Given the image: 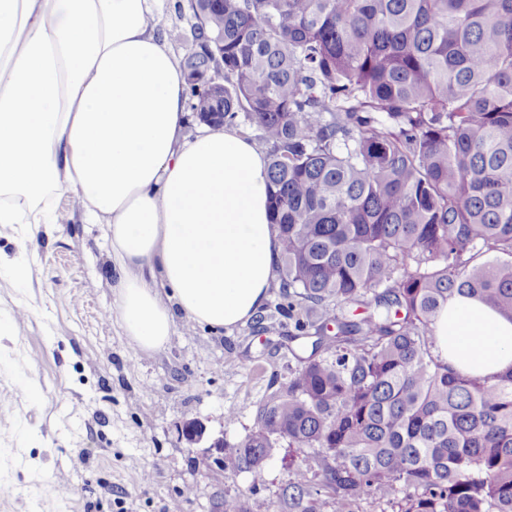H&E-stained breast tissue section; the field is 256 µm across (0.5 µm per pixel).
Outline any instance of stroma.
Returning a JSON list of instances; mask_svg holds the SVG:
<instances>
[{
	"label": "stroma",
	"mask_w": 512,
	"mask_h": 512,
	"mask_svg": "<svg viewBox=\"0 0 512 512\" xmlns=\"http://www.w3.org/2000/svg\"><path fill=\"white\" fill-rule=\"evenodd\" d=\"M175 2L164 0L161 26L181 62L193 18ZM53 202L70 222L0 224V512H222L252 477L212 441L251 431L297 364L293 323L274 309L280 286L233 331L180 322L143 351L117 311L107 225L84 223L74 192ZM189 419L206 428L193 445L180 435Z\"/></svg>",
	"instance_id": "1"
}]
</instances>
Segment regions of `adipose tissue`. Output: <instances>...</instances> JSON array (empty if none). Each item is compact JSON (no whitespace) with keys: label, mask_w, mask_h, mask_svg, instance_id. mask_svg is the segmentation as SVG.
<instances>
[{"label":"adipose tissue","mask_w":512,"mask_h":512,"mask_svg":"<svg viewBox=\"0 0 512 512\" xmlns=\"http://www.w3.org/2000/svg\"><path fill=\"white\" fill-rule=\"evenodd\" d=\"M161 0H0V224H61L69 190L108 225L118 310L145 351L175 313L232 330L275 277L268 158L239 128L184 134L186 80ZM436 351L464 375L512 371V318L453 296Z\"/></svg>","instance_id":"1"}]
</instances>
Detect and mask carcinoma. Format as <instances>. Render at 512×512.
Wrapping results in <instances>:
<instances>
[{
	"label": "carcinoma",
	"mask_w": 512,
	"mask_h": 512,
	"mask_svg": "<svg viewBox=\"0 0 512 512\" xmlns=\"http://www.w3.org/2000/svg\"><path fill=\"white\" fill-rule=\"evenodd\" d=\"M191 8L189 108L269 145L275 309L311 339L224 442L253 475L224 512H255L283 442L274 512H512V373H457L433 336L454 294L512 317V0ZM281 454L275 457L264 472L263 481L259 485V491L254 496L256 512H272L271 501H275V494L292 478V470L288 469V463L284 464L281 457L288 454V448H281Z\"/></svg>",
	"instance_id": "1"
}]
</instances>
